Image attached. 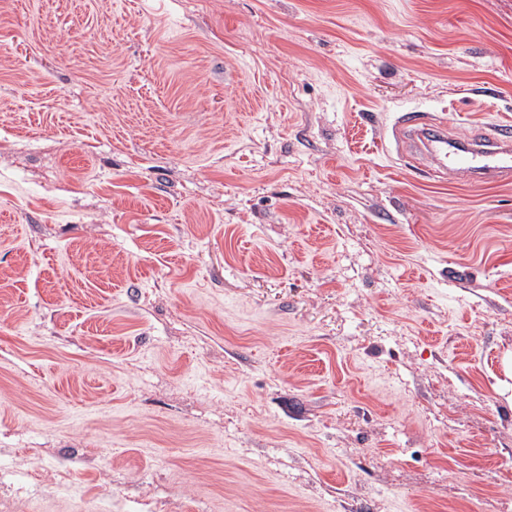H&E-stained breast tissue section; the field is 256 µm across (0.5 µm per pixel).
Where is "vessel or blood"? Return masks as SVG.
I'll return each mask as SVG.
<instances>
[{
    "instance_id": "vessel-or-blood-1",
    "label": "vessel or blood",
    "mask_w": 512,
    "mask_h": 512,
    "mask_svg": "<svg viewBox=\"0 0 512 512\" xmlns=\"http://www.w3.org/2000/svg\"><path fill=\"white\" fill-rule=\"evenodd\" d=\"M401 132L417 151L423 152L449 177L472 180L512 178V125L493 124L480 135L465 141L449 137L443 122L422 121L415 112L404 113Z\"/></svg>"
}]
</instances>
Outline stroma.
Here are the masks:
<instances>
[{"label": "stroma", "mask_w": 512, "mask_h": 512, "mask_svg": "<svg viewBox=\"0 0 512 512\" xmlns=\"http://www.w3.org/2000/svg\"><path fill=\"white\" fill-rule=\"evenodd\" d=\"M512 0H0V512H512ZM401 132L415 149L423 152L450 178L463 175L471 180H511L512 125L493 124L466 141L448 136L440 121L422 122L417 112H405L399 121Z\"/></svg>", "instance_id": "stroma-1"}]
</instances>
